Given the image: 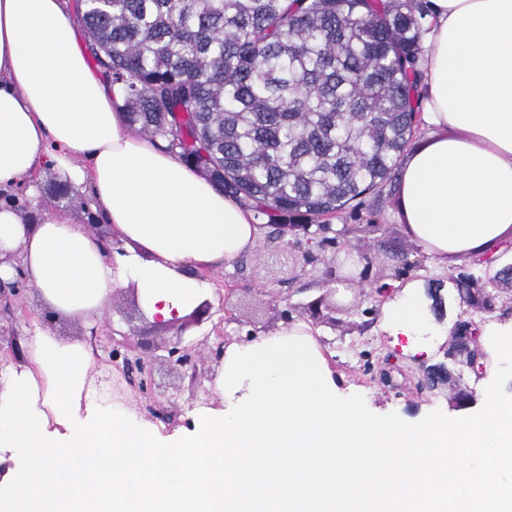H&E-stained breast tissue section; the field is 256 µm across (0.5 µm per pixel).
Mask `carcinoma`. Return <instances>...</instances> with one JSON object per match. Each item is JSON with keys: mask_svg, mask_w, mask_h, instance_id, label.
<instances>
[{"mask_svg": "<svg viewBox=\"0 0 512 512\" xmlns=\"http://www.w3.org/2000/svg\"><path fill=\"white\" fill-rule=\"evenodd\" d=\"M415 0H83L128 123L202 149L256 217L312 224L396 180L419 105Z\"/></svg>", "mask_w": 512, "mask_h": 512, "instance_id": "cac0c4a2", "label": "carcinoma"}]
</instances>
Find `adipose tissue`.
<instances>
[{
    "instance_id": "1",
    "label": "adipose tissue",
    "mask_w": 512,
    "mask_h": 512,
    "mask_svg": "<svg viewBox=\"0 0 512 512\" xmlns=\"http://www.w3.org/2000/svg\"><path fill=\"white\" fill-rule=\"evenodd\" d=\"M426 134L398 176L408 233L440 266L512 242V0H429L421 33ZM92 70L66 0H0V188L43 163L87 188L121 253L62 213L29 222L0 204V281L94 327L133 286L149 321L209 295L197 271L250 253L254 214L130 126ZM392 336H433L422 282L381 307ZM0 382V512H512V403L463 423L397 426L339 403L309 321L229 343L217 406L193 430L133 424L89 399L94 340L32 322Z\"/></svg>"
}]
</instances>
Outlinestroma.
<instances>
[{
  "instance_id": "35a3bbf8",
  "label": "stroma",
  "mask_w": 512,
  "mask_h": 512,
  "mask_svg": "<svg viewBox=\"0 0 512 512\" xmlns=\"http://www.w3.org/2000/svg\"><path fill=\"white\" fill-rule=\"evenodd\" d=\"M32 186L38 191L34 199L28 195ZM0 197L16 200L19 208L34 220L46 212H62L74 223L91 225L93 234L107 231L105 225H92L94 211L87 192L49 168L36 174L33 185L8 188L0 192ZM329 224L332 233L340 237L331 266L320 259L307 264L300 253L283 252L275 226L264 227L257 246L246 257L229 267L206 270L210 316L180 334L148 326L138 313L133 286L116 290L104 321L129 334L132 347L152 371L151 393H141L139 373H127L121 363L111 362L105 352L97 359L104 387L125 398L139 419L168 431L191 427L198 408L213 398L210 384L220 365L214 357L219 336L242 343L247 335L258 337L280 329L284 321L269 307L262 291L284 288L288 291V307L296 319L303 318L309 301L326 295L328 307L335 310L336 322L319 324V340L336 373L338 392L346 398H363L371 409L397 423H420L435 415L461 422L483 414L491 397H512V367L502 361L488 367L480 380L465 365H448L451 377L447 384L420 390L424 368L446 365L442 348L447 337H435L417 348L408 337L383 335L377 319L365 315L358 296L359 289L396 278L403 282L419 279L441 297V318L452 323L470 319L481 327L492 321L506 327L512 325L511 291L495 290L494 308L484 312L461 300L456 280L463 273L487 280L490 273L486 268L468 264L443 269L429 261L423 268H416L414 262L421 251L407 235L398 216L395 193L390 188H382L366 197L363 204L330 218ZM365 224L377 225V232H362ZM331 268L336 271L333 286L337 291L333 294L326 283V272ZM228 283L237 288V318L233 321L224 318L223 287ZM44 312L37 290L25 286L19 310L0 317V341L18 339L32 320L42 319ZM203 339L208 346L198 364L199 378L192 383L169 364L167 348L177 341L190 344ZM362 350L370 352L372 368L364 367L358 356ZM460 389L474 391L475 406L454 407L451 396Z\"/></svg>"
}]
</instances>
